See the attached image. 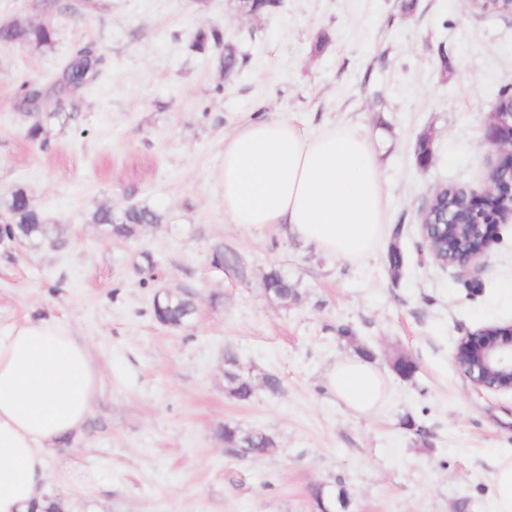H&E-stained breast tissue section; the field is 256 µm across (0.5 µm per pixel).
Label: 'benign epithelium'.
Instances as JSON below:
<instances>
[{"instance_id":"1","label":"benign epithelium","mask_w":512,"mask_h":512,"mask_svg":"<svg viewBox=\"0 0 512 512\" xmlns=\"http://www.w3.org/2000/svg\"><path fill=\"white\" fill-rule=\"evenodd\" d=\"M487 142L498 153L492 168L494 178L484 193L467 196L466 208L475 217L473 224H459L456 236L462 235L470 244L462 245L463 252L450 266L463 272L482 266V259L500 224L512 220V210L493 211L490 198L512 200V95L499 97L496 112L488 122ZM458 372L473 386L489 392L512 391V323L496 329L484 328L461 336L454 352Z\"/></svg>"}]
</instances>
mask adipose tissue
Returning a JSON list of instances; mask_svg holds the SVG:
<instances>
[{"instance_id": "ef3b65f1", "label": "adipose tissue", "mask_w": 512, "mask_h": 512, "mask_svg": "<svg viewBox=\"0 0 512 512\" xmlns=\"http://www.w3.org/2000/svg\"><path fill=\"white\" fill-rule=\"evenodd\" d=\"M224 215L243 227L275 226L332 257L357 261L387 222L377 153L342 129L306 136L284 119H256L224 140ZM88 344L51 320L0 331V512H45L70 503L89 471L68 462L57 493L46 488L56 449L83 433L98 391ZM332 393L369 413L383 394L380 374L346 360L329 373Z\"/></svg>"}]
</instances>
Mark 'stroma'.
<instances>
[{"label": "stroma", "instance_id": "1", "mask_svg": "<svg viewBox=\"0 0 512 512\" xmlns=\"http://www.w3.org/2000/svg\"><path fill=\"white\" fill-rule=\"evenodd\" d=\"M38 2L0 0V24L45 19L56 32L42 50L0 48V199L25 187L61 242L0 240V329L70 328L100 375L82 437L50 471L80 459L100 512H493L512 393L476 390L453 356L466 332L512 323V223L469 276L423 249L421 214L441 185L479 194L488 184L512 17L472 0H281L257 16L238 0H89L67 14ZM213 25L237 51L233 75L219 49L191 47ZM88 44L106 67L87 88L57 93L56 76ZM27 79L46 92L41 111L68 117L38 141L16 107ZM257 116L369 137L399 233L345 261L229 223L224 139ZM132 205L165 219L133 240L93 221L99 208ZM218 245L242 273L212 267ZM272 268L298 290L288 305L260 286ZM183 289L196 315L158 323L156 293ZM360 346L386 384L367 416L326 379ZM228 350L254 375L277 374L280 392L225 396ZM401 354L417 366L412 379L396 369ZM227 422L267 432L275 448L235 457L218 433Z\"/></svg>", "mask_w": 512, "mask_h": 512}]
</instances>
